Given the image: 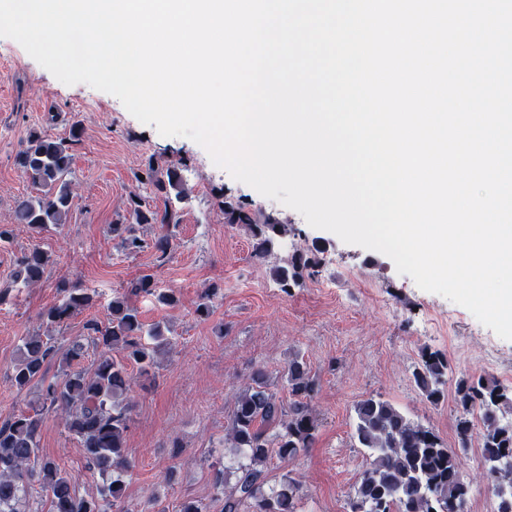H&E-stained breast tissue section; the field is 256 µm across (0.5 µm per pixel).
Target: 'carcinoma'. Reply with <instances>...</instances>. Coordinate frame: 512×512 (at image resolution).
<instances>
[{
	"label": "carcinoma",
	"instance_id": "cac0c4a2",
	"mask_svg": "<svg viewBox=\"0 0 512 512\" xmlns=\"http://www.w3.org/2000/svg\"><path fill=\"white\" fill-rule=\"evenodd\" d=\"M76 131L67 138H54L37 131L30 133L16 154V163L43 194L16 201L18 223L34 230L63 224L72 206V146ZM145 181L165 196L186 199L183 180L177 169L148 165ZM130 223L111 226L112 237L121 248L138 252L145 242L136 235V224H160L166 228L180 223L178 210L153 211L133 195ZM224 219L228 224H247L252 229L253 255L265 259L274 252L276 240L284 234L283 225L266 216L257 222L244 209L224 200ZM52 254L34 249L17 262L15 282L35 285L48 266ZM321 259L312 251L296 252L285 265L273 267V276L283 292L306 277L319 273ZM62 299L46 309L42 322L60 325L90 306L94 292L68 283L62 284ZM151 295L159 303L176 302L173 289H160L154 279L137 278L129 293H118L110 303L107 323L87 324L88 337L99 349L97 358L84 367L85 345L74 340L65 350L57 338L36 333L23 339L13 365L10 381L19 391L38 388L30 410L14 415L0 425V512H24L21 506L31 495L28 466L39 462L41 491L49 504L48 512H121L119 503L125 489V474L130 468L125 441L131 422L128 399L132 379L128 366L135 364L143 375L157 366L156 352L171 348L169 327L161 322L144 328L128 295ZM57 359L60 374L45 377V365ZM448 358L426 350L413 373L416 386L425 399L436 404L448 378ZM288 402L269 389L266 372L259 368L251 383L234 399L231 425L224 435V469L216 472L215 487L223 501L221 512H295L300 483L285 477L269 487L259 469L272 448L284 461L296 458L311 447L318 431V420L311 408L317 384L306 365L298 359L288 363L285 376ZM458 447L451 448L431 428L415 422L379 397H367L355 407L354 437L367 450L371 462L354 488L350 512H465L470 483L461 473L460 456L469 448L479 413L482 474L492 481L497 500L495 512H512V424L502 415L512 413V386L495 381L461 379L456 384ZM64 413V428L82 447L89 468L105 477L98 496L76 493L68 474L49 459H39L38 437L41 412Z\"/></svg>",
	"mask_w": 512,
	"mask_h": 512
}]
</instances>
